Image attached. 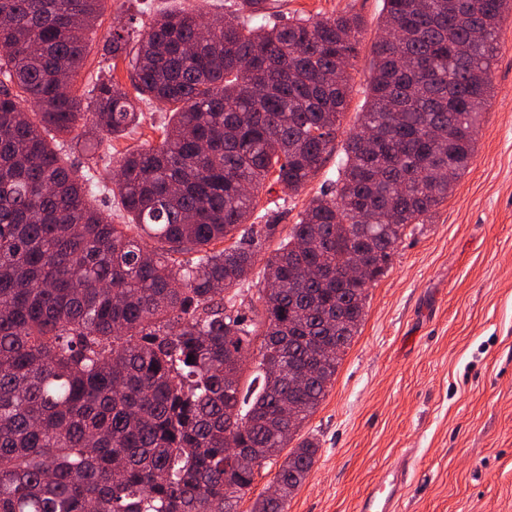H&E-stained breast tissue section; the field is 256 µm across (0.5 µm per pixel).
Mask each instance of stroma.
I'll return each instance as SVG.
<instances>
[{
  "label": "stroma",
  "mask_w": 512,
  "mask_h": 512,
  "mask_svg": "<svg viewBox=\"0 0 512 512\" xmlns=\"http://www.w3.org/2000/svg\"><path fill=\"white\" fill-rule=\"evenodd\" d=\"M229 0H106L75 87L85 95L100 71L132 90L127 59L107 63L103 42L117 25L145 32L159 8L225 15ZM284 17L361 16L349 69L348 106L337 144L355 132L365 102L383 0H276ZM470 168L425 223L408 225L387 271L367 290L363 321L336 378L298 439L318 459L285 512H359L381 473L409 456L397 512H512V14L498 34ZM139 125L105 137L95 158L67 143L79 172L112 176L126 152L157 145L168 108L140 102ZM336 176L335 161L297 194L266 183L253 220L276 218L279 238L263 244L237 306L258 305L264 258L300 212Z\"/></svg>",
  "instance_id": "1"
}]
</instances>
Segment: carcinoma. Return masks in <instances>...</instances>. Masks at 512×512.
<instances>
[{"instance_id":"1","label":"carcinoma","mask_w":512,"mask_h":512,"mask_svg":"<svg viewBox=\"0 0 512 512\" xmlns=\"http://www.w3.org/2000/svg\"><path fill=\"white\" fill-rule=\"evenodd\" d=\"M103 2L0 0V512H237L325 397L405 227L469 168L512 0H383L359 130L266 258L251 323L226 291L278 233L250 222L260 188L297 192L332 155L361 20L271 24L272 0H236L216 24L155 14L131 53L112 29L103 55L131 56L171 119L109 181L59 142L139 119L110 77L71 87ZM104 192L131 223L88 204ZM356 252L362 283L343 279ZM318 450L289 448L252 512H285Z\"/></svg>"}]
</instances>
